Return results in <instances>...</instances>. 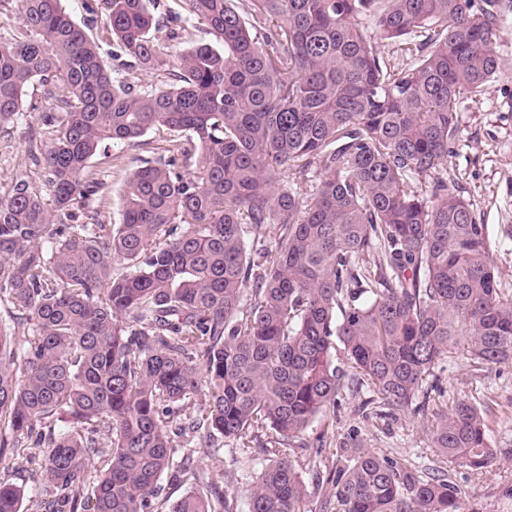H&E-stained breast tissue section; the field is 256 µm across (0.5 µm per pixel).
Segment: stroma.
<instances>
[{
	"instance_id": "35a3bbf8",
	"label": "stroma",
	"mask_w": 512,
	"mask_h": 512,
	"mask_svg": "<svg viewBox=\"0 0 512 512\" xmlns=\"http://www.w3.org/2000/svg\"><path fill=\"white\" fill-rule=\"evenodd\" d=\"M505 2L495 45L498 78L487 94L459 105L455 153L448 160L447 173L449 189L469 200L478 222L486 225L497 284L512 296V0ZM43 104L38 84H30L10 137L0 140V197L16 176L39 178L25 162L24 147ZM156 146V136L150 132L107 146L94 158L93 165L105 183L107 221L120 222L124 178L141 160L155 158ZM426 382L441 386L430 394L428 413H391L370 403L368 390L349 391L339 401L333 421L316 419L303 435L304 447L289 448L290 458L308 482L310 512H322L320 505L327 495L326 489L315 485L314 476L328 475L332 468L345 465L349 449L357 446L421 469L444 471L460 491L463 512H512V360L483 364L459 346L432 369ZM460 401L477 405L486 418L490 441L497 450L495 462L487 469L474 471L451 464L431 446L434 411ZM317 442L322 445L318 452L313 449ZM258 462V457L224 446L208 460L204 471L208 480L242 500Z\"/></svg>"
}]
</instances>
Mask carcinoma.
<instances>
[{"label":"carcinoma","mask_w":512,"mask_h":512,"mask_svg":"<svg viewBox=\"0 0 512 512\" xmlns=\"http://www.w3.org/2000/svg\"><path fill=\"white\" fill-rule=\"evenodd\" d=\"M94 2L103 39L63 0H22L0 41V133L33 81L48 103L24 150L45 191L23 176L0 197V304L28 326L0 330V457L41 463L45 512H237L222 486L199 485L221 438L265 455L247 512H306L286 448L344 391L423 413L425 377L460 342L482 363L512 358L486 226L443 175L458 104L498 76L502 4L249 0L247 21L237 0ZM195 23L220 47L171 63L159 33ZM379 40L410 64L382 63ZM148 71L160 87H144ZM152 131L157 157L128 172L122 220L107 224L90 162ZM312 169L306 200L288 175ZM424 177L429 199L412 188ZM269 228L275 247L255 261L248 241ZM431 442L472 470L497 456L467 402L437 414ZM165 475L190 485L172 503ZM27 496L0 481V512H24ZM324 508L462 503L447 475L355 448Z\"/></svg>","instance_id":"1"}]
</instances>
